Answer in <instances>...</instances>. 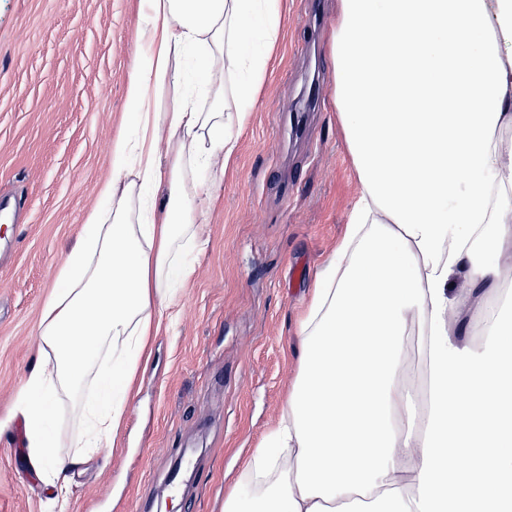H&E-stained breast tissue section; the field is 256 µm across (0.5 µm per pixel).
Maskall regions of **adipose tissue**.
I'll return each instance as SVG.
<instances>
[{
    "label": "adipose tissue",
    "mask_w": 512,
    "mask_h": 512,
    "mask_svg": "<svg viewBox=\"0 0 512 512\" xmlns=\"http://www.w3.org/2000/svg\"><path fill=\"white\" fill-rule=\"evenodd\" d=\"M109 205L55 273L17 393L31 465L65 508L111 452L146 349L202 241L277 46L282 0H142ZM332 97L359 191L298 322L286 406L224 512H512V0H337ZM194 51L204 97L180 93ZM172 86L170 111L154 90ZM464 277L466 289L454 286ZM422 382L406 385L410 354ZM69 406L77 430L61 441Z\"/></svg>",
    "instance_id": "adipose-tissue-1"
}]
</instances>
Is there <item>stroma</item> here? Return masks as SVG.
I'll return each instance as SVG.
<instances>
[{
	"instance_id": "1",
	"label": "stroma",
	"mask_w": 512,
	"mask_h": 512,
	"mask_svg": "<svg viewBox=\"0 0 512 512\" xmlns=\"http://www.w3.org/2000/svg\"><path fill=\"white\" fill-rule=\"evenodd\" d=\"M284 23L237 156L207 201L205 243L178 319L150 346L111 456L73 470L68 512H223L224 493L281 411L296 325L343 237L356 174L336 120L327 43L336 0H283ZM140 0H0V419L36 363L33 330L56 269L112 175L133 124L125 86ZM23 426L0 431V512H53Z\"/></svg>"
}]
</instances>
